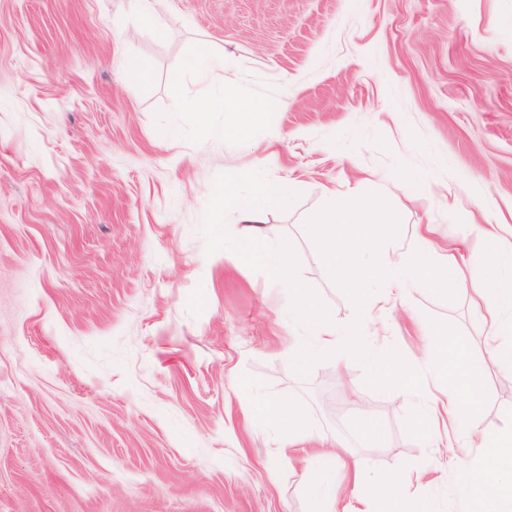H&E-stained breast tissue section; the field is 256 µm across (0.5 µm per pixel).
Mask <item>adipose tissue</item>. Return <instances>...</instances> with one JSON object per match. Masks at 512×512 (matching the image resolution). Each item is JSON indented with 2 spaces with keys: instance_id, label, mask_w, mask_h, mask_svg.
<instances>
[{
  "instance_id": "1",
  "label": "adipose tissue",
  "mask_w": 512,
  "mask_h": 512,
  "mask_svg": "<svg viewBox=\"0 0 512 512\" xmlns=\"http://www.w3.org/2000/svg\"><path fill=\"white\" fill-rule=\"evenodd\" d=\"M282 106L279 99H262L248 105L235 98L224 100V111L234 129L271 121ZM290 193L289 182L262 179L255 182L250 194L239 198V220L245 225L240 258L246 264L264 267L272 281L288 284V313L300 330L289 353L294 368L303 372L320 360L335 356L337 347L364 351L362 330L371 312L358 306L346 334L337 336L314 297L296 279L291 263L293 241L282 235H270L262 227L265 210L282 205ZM390 206L389 195L368 180L362 193L331 197L325 206L313 211L307 220L308 231L320 243L331 270L355 287H363L381 276L389 292L401 297L409 277L419 275L439 290L449 286L462 288L481 311L490 338L481 356H473L468 341L444 326L433 330L434 335L440 336V343L421 347L418 360L432 363L447 378L448 386L441 398L427 403L420 411L413 428L420 437L441 448L445 467L452 469L474 493L475 512H489L490 502L512 496V432L479 431L473 421L483 406L488 369L512 368V225L480 226L481 235L492 247L479 274L468 272L465 258L458 250L440 248L427 226L419 230L423 245L408 266L397 252L378 246L386 234ZM415 361L394 351L374 362V387L384 390L414 382ZM259 415L263 424L292 443L311 431L309 418L298 405L266 400ZM461 448L477 449L481 466H472L459 457L457 451ZM318 461L321 476L306 488L310 512H351L338 494L345 482L350 483L354 500L377 503L379 512H425L424 505L408 495L402 481L366 478L357 464L337 468L336 458L330 454L319 455Z\"/></svg>"
}]
</instances>
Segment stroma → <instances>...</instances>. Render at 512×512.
I'll use <instances>...</instances> for the list:
<instances>
[{
    "mask_svg": "<svg viewBox=\"0 0 512 512\" xmlns=\"http://www.w3.org/2000/svg\"><path fill=\"white\" fill-rule=\"evenodd\" d=\"M203 45L223 77L198 76ZM228 95L285 106L231 131ZM366 177L393 198L383 246L411 259L428 224L480 270L487 243L460 225H512V0H168L157 24L133 0H0V512H308L305 450L336 444L411 477L429 512H472L409 426L433 365L406 391L369 376L438 323L480 350L467 295L411 280L370 357L300 373L287 286L239 259L236 198L292 183L264 224L344 332L385 281L340 283L307 219ZM258 399L303 406L312 442L283 445ZM477 424L512 430V370L491 369Z\"/></svg>",
    "mask_w": 512,
    "mask_h": 512,
    "instance_id": "35a3bbf8",
    "label": "stroma"
}]
</instances>
